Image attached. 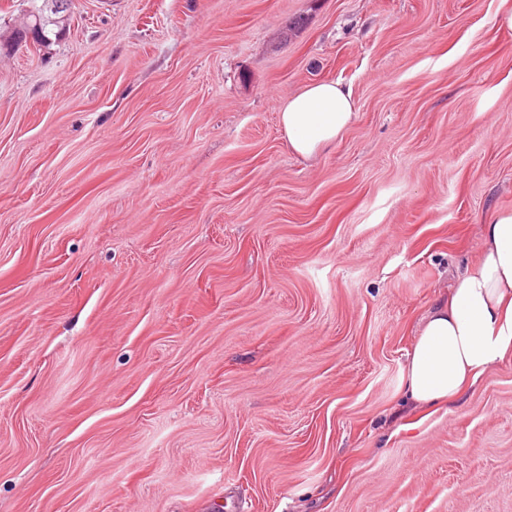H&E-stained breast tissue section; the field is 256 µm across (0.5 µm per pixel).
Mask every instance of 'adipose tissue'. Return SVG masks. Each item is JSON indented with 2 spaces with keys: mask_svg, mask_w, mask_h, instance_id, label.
<instances>
[{
  "mask_svg": "<svg viewBox=\"0 0 512 512\" xmlns=\"http://www.w3.org/2000/svg\"><path fill=\"white\" fill-rule=\"evenodd\" d=\"M353 117L352 91L337 82L305 86L279 114L290 148L305 158L334 144ZM484 238L477 266L435 305L408 352L406 391L416 405L459 397L512 353V212L491 215Z\"/></svg>",
  "mask_w": 512,
  "mask_h": 512,
  "instance_id": "1",
  "label": "adipose tissue"
}]
</instances>
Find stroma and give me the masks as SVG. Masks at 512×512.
I'll list each match as a JSON object with an SVG mask.
<instances>
[{"mask_svg": "<svg viewBox=\"0 0 512 512\" xmlns=\"http://www.w3.org/2000/svg\"><path fill=\"white\" fill-rule=\"evenodd\" d=\"M512 0H75L0 47V512H512V356L407 353L512 211ZM349 86L336 145L279 108ZM279 112L288 145L305 158L334 144L355 114L350 87L338 82L305 86L288 98Z\"/></svg>", "mask_w": 512, "mask_h": 512, "instance_id": "obj_1", "label": "stroma"}]
</instances>
